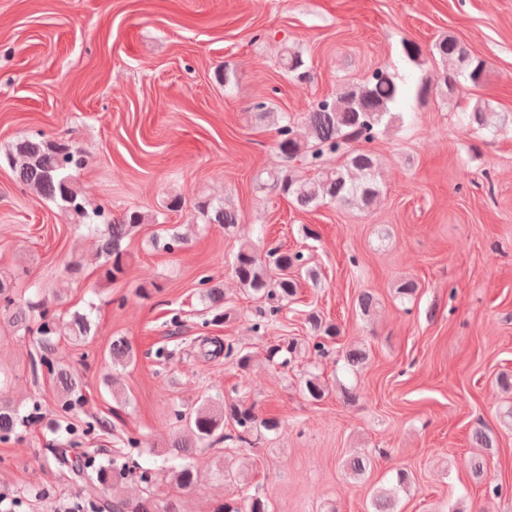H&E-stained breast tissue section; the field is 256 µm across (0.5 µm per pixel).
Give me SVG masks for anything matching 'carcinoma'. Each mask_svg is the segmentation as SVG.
<instances>
[{
  "label": "carcinoma",
  "instance_id": "cac0c4a2",
  "mask_svg": "<svg viewBox=\"0 0 512 512\" xmlns=\"http://www.w3.org/2000/svg\"><path fill=\"white\" fill-rule=\"evenodd\" d=\"M430 54L452 69L451 76L443 73L444 86L461 81L479 86L485 82L484 62L472 57L468 47L455 37L450 35L434 43ZM282 65L294 80L308 81V66L300 52L284 50ZM404 97L403 83L389 70L378 67L336 96L315 103L299 122L286 113L281 114L278 117L277 150L282 164L273 171L257 172L255 181L290 198L301 210L328 203L363 210L372 207L381 194L375 178L377 160L361 145L374 141L394 119L402 118V113H394L392 108ZM464 121L476 129H495L506 121V117L493 111L487 102L477 100L464 113ZM9 160L20 187L60 202L62 212L71 223L83 224L95 233L101 232L98 257L102 262L99 268L106 282L125 274L131 255L122 243L135 228L145 223L146 216L132 210L115 220L101 208L88 210L76 178V171L84 166L85 159L76 146L43 135L25 137L15 144ZM192 209L206 224H215L226 230H234L239 225L237 211L222 200L198 201ZM183 244V237L168 229L165 235L154 240V246L166 252H172ZM297 270L305 271L310 279L316 278L315 271L305 267L298 252L290 253L274 246L261 253L250 241L240 246L233 265L234 276L245 293L267 302L262 319L253 325L255 333L263 335L273 327L281 305L297 295ZM199 285L200 301L204 309L213 314V320L227 318L229 311L224 309V288L221 284L213 277L205 276ZM0 305L9 312L17 330L39 336L43 348L40 366L47 368L63 403L72 405L82 400L83 382L78 374L56 366L52 356L59 339L81 343L95 333L93 311L76 310L67 317H60L32 302L22 306L14 297L13 282L3 279H0ZM307 323L311 333L309 341L304 343L296 338L280 341L269 348V360L279 358L281 365L287 366L304 350L320 356L325 353L324 340L333 339L340 333L335 323L317 312L308 315ZM200 349L208 358L224 355L241 371L247 370L251 364L250 353L215 338H201ZM108 356L115 368H125L136 359L132 345L123 337L112 339ZM303 391L310 399L319 401L325 397L327 386L318 374L308 371ZM178 417L185 421L187 433L178 434L168 442L157 474L171 475L181 490L195 485L197 466L194 459L198 448L224 429V422L237 426L238 439L245 443L248 436L260 427L270 433L279 429L277 419L259 417L255 406L242 401L226 403L208 399L191 412L178 414ZM27 423L28 416L0 398V436L11 435ZM473 438L484 449V454L473 457L471 463L472 477L481 480L487 471V454L491 453L493 441L482 429L475 430ZM52 459L55 467L71 472L80 482L84 503L94 506L100 500L108 512H181L176 498L168 499L162 505L149 494L135 500L115 494L110 499L102 498L104 489L111 484H119L122 477L115 462L96 465L87 459V453H78L73 448L53 449ZM370 466L371 458L363 451L347 459L344 470L348 478L358 481ZM413 482L412 472L405 468L396 469L391 480L373 489L370 512H398L400 495L407 492ZM223 512L269 510L261 496L243 493L224 502Z\"/></svg>",
  "mask_w": 512,
  "mask_h": 512
}]
</instances>
